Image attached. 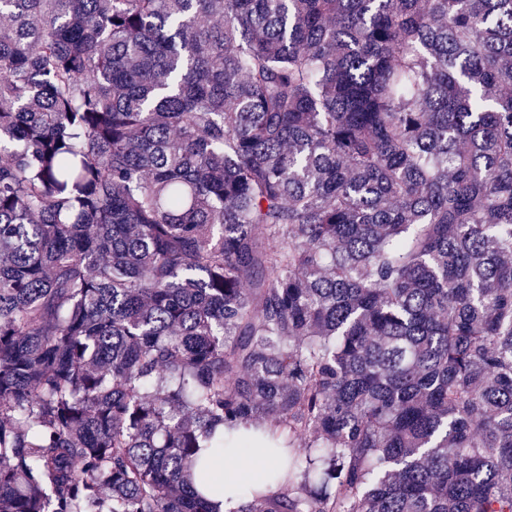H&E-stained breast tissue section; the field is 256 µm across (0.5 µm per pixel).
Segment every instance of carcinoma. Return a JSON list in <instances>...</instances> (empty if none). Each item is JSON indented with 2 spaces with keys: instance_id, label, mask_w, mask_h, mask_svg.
Wrapping results in <instances>:
<instances>
[{
  "instance_id": "obj_1",
  "label": "carcinoma",
  "mask_w": 512,
  "mask_h": 512,
  "mask_svg": "<svg viewBox=\"0 0 512 512\" xmlns=\"http://www.w3.org/2000/svg\"><path fill=\"white\" fill-rule=\"evenodd\" d=\"M512 512V0H0V512ZM275 466V459L253 448H224L215 455L210 463V480L220 490L213 497L220 512H229L236 507L242 486L252 470L262 471Z\"/></svg>"
}]
</instances>
